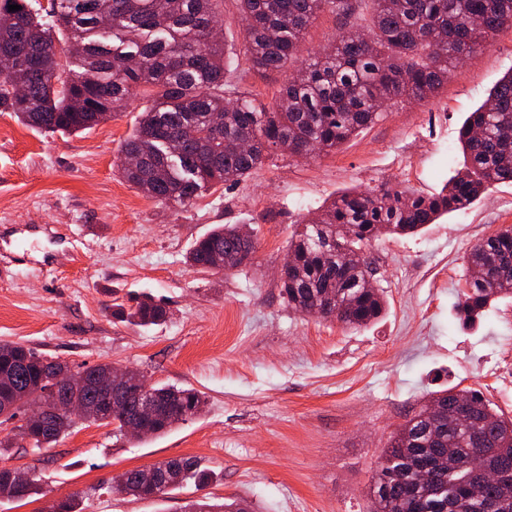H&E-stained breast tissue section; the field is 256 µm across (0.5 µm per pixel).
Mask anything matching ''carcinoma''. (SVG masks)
<instances>
[{"label":"carcinoma","mask_w":512,"mask_h":512,"mask_svg":"<svg viewBox=\"0 0 512 512\" xmlns=\"http://www.w3.org/2000/svg\"><path fill=\"white\" fill-rule=\"evenodd\" d=\"M221 0H50L42 16L26 0H0V112L46 132L76 133L94 127L97 117L143 94L148 105L135 130L123 141L117 167L144 196L185 207L218 184L235 185L261 167L269 152L288 145V156L311 159L330 153L373 124L383 102L436 97L462 52L480 49L504 27L512 28V0H237L245 60L267 74L290 67L294 74L267 106L232 91L227 76L239 66L237 54L214 35ZM10 5L21 9L12 12ZM328 10L342 20L336 40L304 52L302 41L317 14ZM112 19V34L98 22ZM68 43L75 67L61 63L56 35ZM223 119L221 130L211 116ZM251 138L250 151L236 140ZM459 141L463 168L433 193L382 185L369 192H345L310 218L288 248L294 274L280 283L288 306L317 315L327 299L346 305L339 322L351 328L377 321L385 302L374 288L375 269L364 247L380 231L406 236L442 216L472 206L488 190L512 183V70L488 99L465 120ZM140 158L132 167L129 156ZM241 225L221 224L198 239L186 263L209 272L227 256L252 258L254 239ZM466 291L457 303L459 321L472 326L492 303L512 294V227L478 243L467 257ZM166 307L150 296L134 300L126 321L158 325ZM58 360L18 343H0V426L12 423V439L0 440V456L24 442L48 451L79 424L113 426L137 410L138 397L115 415L93 410L66 419L52 431L25 432L18 425L28 398L53 385ZM110 367L83 364L72 374V396L92 407L99 396L88 381ZM159 413L141 437H161L199 415L204 396L193 388L152 386ZM444 402L440 439L433 421L419 410L392 437L382 459L397 460V475L380 466L369 488L370 512H480L481 501L512 512V418L497 412L483 393L451 387L433 392ZM463 402L470 425L459 422ZM480 429L502 480L487 483L483 500H469L475 443L469 426ZM169 490L190 483L204 487L212 474L193 456L168 459ZM144 468L126 471L124 484L109 490L143 498ZM42 478L29 471L22 486L0 472V499L40 494ZM87 492L52 505L50 512H87ZM241 501L190 500L184 512H240Z\"/></svg>","instance_id":"carcinoma-1"}]
</instances>
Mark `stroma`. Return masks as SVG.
Masks as SVG:
<instances>
[{"label":"stroma","instance_id":"1","mask_svg":"<svg viewBox=\"0 0 512 512\" xmlns=\"http://www.w3.org/2000/svg\"><path fill=\"white\" fill-rule=\"evenodd\" d=\"M511 68L507 28L467 56L437 98L389 102L335 153L271 154L241 183L209 188L187 207L147 198L118 174L145 99L76 135L0 112V342L73 366L134 368L207 400L154 440L82 425L47 453L12 449L8 466L38 470L44 492L0 500V512H48L77 491L90 492L89 512H180L205 496L245 501L251 512H369L383 448L429 393L479 389L512 417V390L483 381L512 348V300L472 326L453 319L470 249L512 226V184L419 234L372 242L386 311L369 326L302 315L276 278L303 219L342 192L439 189L463 166L460 127ZM219 224L251 228L252 265L225 274L186 264L192 244ZM145 293L166 305V321H122L119 305ZM178 455L198 456L214 481L164 501L107 493L118 473Z\"/></svg>","mask_w":512,"mask_h":512}]
</instances>
